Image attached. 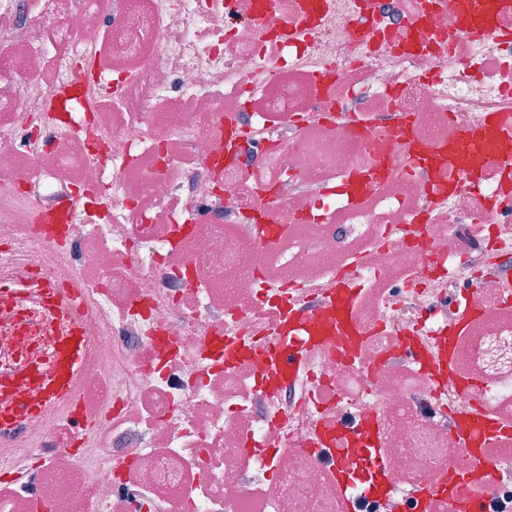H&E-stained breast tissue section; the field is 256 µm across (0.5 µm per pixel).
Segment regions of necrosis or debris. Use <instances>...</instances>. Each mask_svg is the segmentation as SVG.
Wrapping results in <instances>:
<instances>
[{
    "label": "necrosis or debris",
    "instance_id": "necrosis-or-debris-1",
    "mask_svg": "<svg viewBox=\"0 0 512 512\" xmlns=\"http://www.w3.org/2000/svg\"><path fill=\"white\" fill-rule=\"evenodd\" d=\"M362 6L0 0V287L80 290L97 428L86 457L65 420L0 435V474L32 471L0 512H347L313 448L328 420L372 419L400 491L483 466L457 424L512 421V145L470 152L477 188L443 149L512 122V9L476 40L456 0H376L368 21ZM83 65L99 99L65 111ZM80 189L93 207L40 224ZM345 276L362 334L308 352L304 393L262 388L239 357L208 366L217 341L265 344L289 291L315 302ZM465 279L477 318L441 380L401 344L456 316ZM63 327L33 299L0 311V377L48 363Z\"/></svg>",
    "mask_w": 512,
    "mask_h": 512
}]
</instances>
